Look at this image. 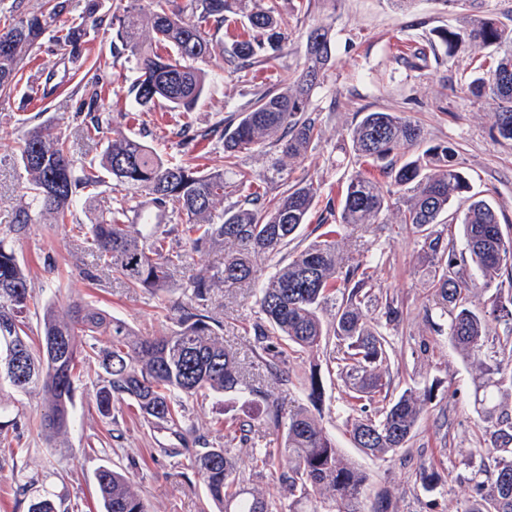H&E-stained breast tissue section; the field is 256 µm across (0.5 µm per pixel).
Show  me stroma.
<instances>
[{"instance_id": "obj_1", "label": "stroma", "mask_w": 512, "mask_h": 512, "mask_svg": "<svg viewBox=\"0 0 512 512\" xmlns=\"http://www.w3.org/2000/svg\"><path fill=\"white\" fill-rule=\"evenodd\" d=\"M506 19L512 0H412L404 8L390 0H336L335 5L313 0L310 9L295 14L293 35L276 65L255 66L248 79L229 71L223 60L208 62V69L222 73L194 112L171 111L158 105L142 112L133 104L128 87L135 77L131 62L113 59L112 90L106 97L112 109V125L140 138L166 158L191 156L207 168L224 165V148L213 136L214 127L240 107L257 89L276 84L287 68L304 62L305 33L320 22L332 28V67L312 96L310 110L322 129L318 147L292 165L284 175L271 170L280 155L246 156L244 166L266 178L269 195L280 194L288 180L307 178L317 187L316 204L298 237L307 245L322 229L335 230L343 255L370 261L374 284L394 296L403 308V319L391 332V371L395 393L404 389L431 388L427 404L407 448L394 457L376 459L356 448L345 427L346 398L341 382L325 379L326 400L333 412L324 423L338 448L368 476L361 506L370 508L388 497L390 512H462L471 495L470 449L484 447L482 422L474 406L476 367L438 331L440 306L428 286V267L412 231L400 224L396 213H387L381 224H340L336 221L339 191L351 176L382 179L379 162H348L340 150L362 113L402 112L419 122L429 143H450L460 150L459 162L472 192L488 200L501 224L512 225V141L499 139L493 129L496 106L474 98L466 90L476 65L478 50L459 44L454 57L428 60L419 70L404 68L402 60L428 45L435 30L467 26L472 15ZM23 81L17 91L0 97V237L25 265L37 307L50 304L66 312L72 302L89 303L126 322L136 333L159 336L172 323L167 310L183 300L190 274L219 266L223 247L191 252L188 266L175 273L166 291L153 295L132 292L113 278L91 279L96 258L79 232L91 215L78 211L77 224H29L20 233L10 226L24 192L26 175L15 162L16 147L31 127L47 125L68 135L74 156L90 161L104 148L86 140L79 127L84 114L77 108L84 95L81 73L52 42L27 58ZM190 139H183L182 130ZM209 310L224 323V343L237 351L243 362L252 359V336L245 330L258 308L246 285H220L212 289ZM330 350L291 358L292 385L274 387L255 377L256 395L233 403L241 418H254L256 435L275 441L272 431L257 424L264 395L283 405L301 399L297 386L312 366H325ZM102 373L98 364L82 369L76 383L74 425L61 438L47 437L38 426L42 394L0 388V404L20 416L17 431L0 438V512H28L36 498L48 496L57 512H99L96 471L110 465L132 476L151 512H214L201 479L188 473L185 457H168L164 451L181 447V439L166 429L152 427L137 414L132 402L116 406L111 417L97 408L96 390ZM224 405L210 397L190 403L186 412L197 434L211 444L224 441L216 421ZM433 465L442 480L436 491L425 492L418 480L421 466Z\"/></svg>"}]
</instances>
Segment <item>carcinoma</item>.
Segmentation results:
<instances>
[{
    "mask_svg": "<svg viewBox=\"0 0 512 512\" xmlns=\"http://www.w3.org/2000/svg\"><path fill=\"white\" fill-rule=\"evenodd\" d=\"M245 0H149L134 16L96 15L91 3L80 21L53 29L51 39L77 61L89 29L111 33V56L134 64L129 86L133 102L145 112L158 103L191 112L215 82L201 67L221 57L240 77L257 64L276 60L292 34L291 15L275 3L245 9ZM69 0H46L38 13L20 15L0 28V95L20 82L25 57L63 16ZM241 29L231 45L220 31ZM448 56L467 39L487 51L473 71L467 89L476 98L496 104L494 129L512 141V17L509 22L480 16L466 33L436 31ZM332 60L331 26L319 24L306 35L302 69H288L278 83L254 94L237 113L224 120L220 141L224 167L204 171L187 160L165 159L151 145L112 128L105 88L112 84L110 64H98L87 82L88 97L79 111L89 120L82 132L104 138L96 162L78 164L70 154L69 137L38 125L22 138L17 163L26 174L25 196L19 201L12 229L44 220L72 224L110 178L117 196L87 225L86 241L95 249L99 270L127 288L157 292L187 265L188 253L169 241L175 229L153 224L143 236L128 224L130 202L150 196L167 219L181 223L193 247L231 240L236 249L224 262L188 277L187 302L172 308L174 329L163 336H140L124 322L87 303H74L60 316L47 306L42 334L33 348L25 318L33 299L29 277L15 252L0 240V382L18 393L39 388L43 394L41 425L53 435L66 433L72 422L75 382L81 368L97 362L105 373L96 393L99 413L112 415L115 405L131 399L149 424H162L193 437L194 448H165L169 456H185L200 476L218 512H281L274 499L245 487L249 478L271 471L286 460L283 496L288 512L315 500L311 512H361L359 497L366 476L336 447L316 413L325 408L318 367L304 380L307 403L287 410L265 396L263 425L281 434L275 448L249 436L251 424L220 420L224 444L212 446L193 436L186 425L185 403L198 396L253 394L237 356L224 347L220 321L209 315L208 301L218 283L252 280L255 260L278 257L275 271L259 288V316L248 332L254 337L257 367L278 384L288 383L285 367L291 355L319 351L333 336L337 349L330 369L348 391L347 424L356 447L385 458L407 447L430 393L407 388L393 397L391 346L387 330L403 318L392 297L375 306L371 266L352 260L340 266L336 231L327 230L304 248L285 256L313 209V181L288 183L280 195L261 190L262 176L240 168L242 155L281 147L290 162L304 158L322 138L308 115L311 97L324 82ZM343 153L384 161L381 182L360 175L341 186L340 224H378L391 209L400 223L420 239L423 257L434 266L430 288L441 299L452 344L473 359L479 371L475 405L491 448L470 454L472 492L463 512H512V414L499 411L500 399L512 395V232L503 228L495 209L470 195V184L452 144H434L408 156L404 149L424 141L423 129L402 112H365L348 134ZM229 205H224L227 200ZM461 226L462 248L448 236L449 225ZM471 263L478 277H465ZM496 285L490 309H472V293ZM333 309L331 320L322 313ZM495 323L501 334L496 349H485L486 328ZM111 337L99 347L88 338ZM374 406L373 412L367 407ZM250 444L247 470H242L235 440ZM97 492L103 512H149L144 498L125 473L102 466Z\"/></svg>",
    "mask_w": 512,
    "mask_h": 512,
    "instance_id": "cac0c4a2",
    "label": "carcinoma"
}]
</instances>
